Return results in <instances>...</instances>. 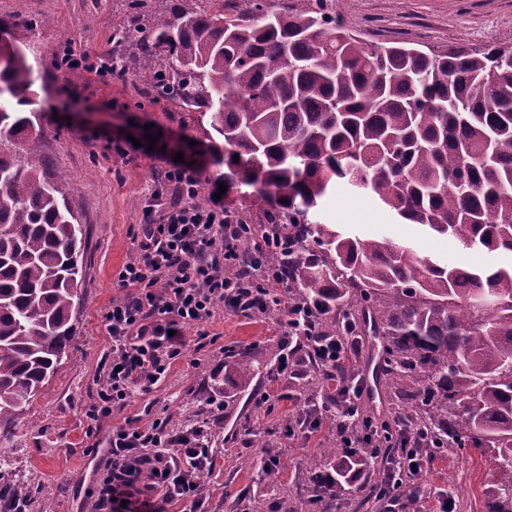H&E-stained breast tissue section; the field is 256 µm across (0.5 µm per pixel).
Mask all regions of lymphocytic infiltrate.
Masks as SVG:
<instances>
[{"instance_id": "1", "label": "lymphocytic infiltrate", "mask_w": 512, "mask_h": 512, "mask_svg": "<svg viewBox=\"0 0 512 512\" xmlns=\"http://www.w3.org/2000/svg\"><path fill=\"white\" fill-rule=\"evenodd\" d=\"M174 156L171 148L162 155L167 164L164 177L178 188L180 198L167 203L162 192L150 194L137 235V257L117 277L127 294L114 301L105 316L112 349L102 359V377L88 413L96 423L123 406L133 388L148 392L164 378L186 345L185 327L207 322L220 303L237 314H265L273 291L282 285L267 270L231 273L240 239L225 223L223 207L195 205L200 173L193 165L175 162ZM288 334L303 341L310 361L323 370L337 406L357 409L363 387L346 377L348 346L340 338L316 335L309 326H290ZM384 430L395 440L379 490L389 498L411 485L422 458L404 438L401 424H385ZM336 440L343 450V471L315 474L318 501L335 496L337 476L352 483L364 468L350 455L357 434L340 426ZM212 466L207 424L178 430L160 422L148 428L117 426L108 438L103 472L87 495L93 512H166L168 504L185 500L192 512H202L200 478Z\"/></svg>"}]
</instances>
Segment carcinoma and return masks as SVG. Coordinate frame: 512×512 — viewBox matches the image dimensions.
Wrapping results in <instances>:
<instances>
[{"label":"carcinoma","instance_id":"carcinoma-1","mask_svg":"<svg viewBox=\"0 0 512 512\" xmlns=\"http://www.w3.org/2000/svg\"><path fill=\"white\" fill-rule=\"evenodd\" d=\"M324 2L240 0L228 12L224 0H124L107 65L186 113L236 193L224 223L245 225V244L279 243L242 260L281 272L298 320L370 337L374 385L415 390L403 425L423 439V460L478 450L494 466L486 512H512V268L469 270L313 220L345 184L466 248L512 254V44L445 54L364 44ZM16 25L0 20V438L66 353L84 236L28 134L43 107L38 76L4 38ZM231 357L241 380L259 373L249 353ZM391 444L382 434L357 453ZM26 507L25 492L0 487V512Z\"/></svg>","mask_w":512,"mask_h":512}]
</instances>
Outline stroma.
<instances>
[{"instance_id":"35a3bbf8","label":"stroma","mask_w":512,"mask_h":512,"mask_svg":"<svg viewBox=\"0 0 512 512\" xmlns=\"http://www.w3.org/2000/svg\"><path fill=\"white\" fill-rule=\"evenodd\" d=\"M327 6L362 42H398L436 53L457 48L480 49L512 42V0H327ZM115 0H0V20L18 19L11 30L40 78L36 89L44 110L35 130L44 143L49 174L61 181L84 231L83 273L74 336L63 359L17 419L12 434L0 439V455L14 467L0 473L4 481L26 478L27 512H90L84 491L96 477L88 463L103 452L112 427L153 422L177 429L195 421L213 424V467L206 474L208 512H295L311 500L314 473L334 466L329 450L336 429L324 425L312 436L288 435L284 423L295 418L309 398L323 396L322 372L299 350L302 373L280 377L272 368L285 340L284 311L246 317L217 308L202 327L184 330L187 345L165 379L150 392L133 390L124 407L101 423L87 412L96 397L101 360L111 343L104 316L117 288L119 271L137 256L136 234L147 193L171 196L165 165L138 154L107 152L95 134L121 137L136 124L152 125L168 139L185 144L200 170L206 196L217 193L220 166L207 144L194 143V130L182 122L178 108L155 106L141 96L136 80L103 77L110 48ZM50 16L52 24L31 33L26 20ZM87 55L86 67L55 65L65 45ZM320 223L337 224L363 238L386 236L412 244L418 253L461 267L508 266L512 257L468 249L458 241L424 235L383 208L372 195L337 187L322 202ZM245 350L263 360L265 370L250 382L229 367L228 351ZM272 390L279 401L272 413L256 408L257 393ZM224 398L222 410L210 406L213 395ZM277 457L276 483L265 478V461ZM385 457L372 459L362 487H345L322 502V512H386L377 495ZM490 465L478 451L449 450L426 468L427 493L422 512H438L443 499H453L454 512H485L484 490Z\"/></svg>"}]
</instances>
